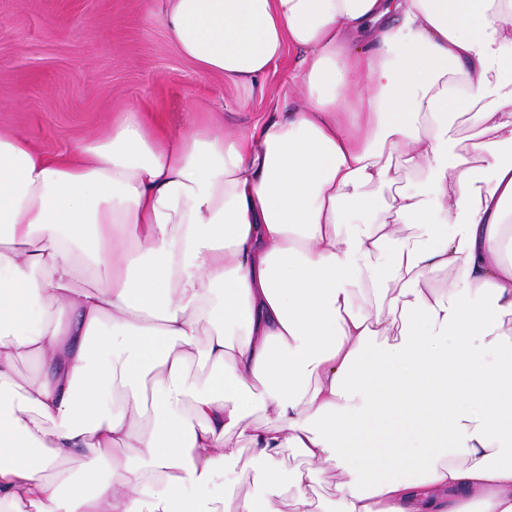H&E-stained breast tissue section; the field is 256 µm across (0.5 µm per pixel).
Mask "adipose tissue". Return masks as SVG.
I'll list each match as a JSON object with an SVG mask.
<instances>
[{
	"label": "adipose tissue",
	"mask_w": 512,
	"mask_h": 512,
	"mask_svg": "<svg viewBox=\"0 0 512 512\" xmlns=\"http://www.w3.org/2000/svg\"><path fill=\"white\" fill-rule=\"evenodd\" d=\"M163 24L233 85L300 50L304 103L234 135L131 109L59 155L0 136V512H283L288 448L291 512H512V0H169ZM459 111L487 135L466 155ZM363 277L396 295L361 310ZM236 437L267 494L214 493ZM463 113L465 112L448 116V139L457 150L464 153L470 150L473 143L486 139L487 136L478 137L480 128L473 126L467 119L468 114Z\"/></svg>",
	"instance_id": "ef3b65f1"
}]
</instances>
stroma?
Masks as SVG:
<instances>
[{
	"label": "stroma",
	"instance_id": "35a3bbf8",
	"mask_svg": "<svg viewBox=\"0 0 512 512\" xmlns=\"http://www.w3.org/2000/svg\"><path fill=\"white\" fill-rule=\"evenodd\" d=\"M166 0H0V134L55 154L104 140L121 112L153 113L168 131L217 112L231 133L301 102L286 51L252 86L205 76L162 23Z\"/></svg>",
	"mask_w": 512,
	"mask_h": 512
}]
</instances>
